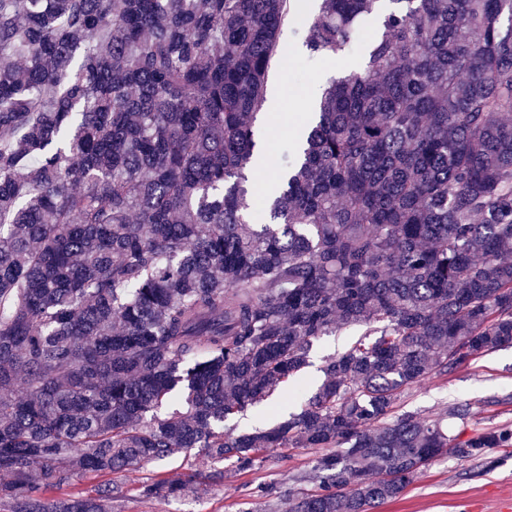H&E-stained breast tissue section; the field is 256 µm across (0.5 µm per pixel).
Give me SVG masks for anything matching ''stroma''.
Here are the masks:
<instances>
[{"label": "stroma", "mask_w": 512, "mask_h": 512, "mask_svg": "<svg viewBox=\"0 0 512 512\" xmlns=\"http://www.w3.org/2000/svg\"><path fill=\"white\" fill-rule=\"evenodd\" d=\"M280 41L285 52L274 62L268 86L288 88L289 113L310 111L309 91L356 68L351 55L339 60L308 56L292 28H283ZM257 128L259 142L273 145L272 166L252 172L250 177L253 193L262 196L274 187L273 167L287 161L293 135L288 121L270 126L261 118ZM360 333V328L354 327L316 340L310 351V365L298 377L300 393L294 397L285 393L274 396L272 403L260 411L248 413L240 423L241 429L272 425L295 410L320 386L325 359L342 352ZM399 409L418 411L440 421L461 441L492 425H512V345L482 354L451 374L426 381L404 398ZM322 454L319 448H272L265 453L262 469L246 474L228 471L223 480L216 481L211 459L194 449L160 462L132 464L108 478L78 473L62 491L94 496L105 482L117 483L123 496L115 512H257L264 503L281 510L300 493L316 490V482L308 475ZM156 478L197 485L201 491L185 492L162 503L141 497V485ZM510 499L512 447L493 448L480 458L453 452L437 457L398 499L377 506L373 512H463L465 503L471 500L480 501L483 512H500L501 505Z\"/></svg>", "instance_id": "stroma-1"}]
</instances>
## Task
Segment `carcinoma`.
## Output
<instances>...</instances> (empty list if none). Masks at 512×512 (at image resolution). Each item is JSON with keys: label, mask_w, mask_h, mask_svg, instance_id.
<instances>
[{"label": "carcinoma", "mask_w": 512, "mask_h": 512, "mask_svg": "<svg viewBox=\"0 0 512 512\" xmlns=\"http://www.w3.org/2000/svg\"><path fill=\"white\" fill-rule=\"evenodd\" d=\"M320 0L305 47L358 69L322 90L256 223L246 169L297 0H0V502L194 448L252 471L329 448L286 512H370L454 449L396 413L512 345V0ZM325 360L300 411L224 430ZM182 396L164 417L157 409ZM164 478L140 496L165 501ZM362 333V329L354 327L342 331L341 333L330 334L329 336H321L314 341L310 351L311 365L304 369L297 377V381L301 383V391L296 397L288 396V392L274 395L273 404H265L258 412H249L247 417L240 422L236 432L251 429L256 425L270 426L294 411L301 403L311 397L318 389L323 380L321 367L327 357L342 352L354 338ZM288 410H283L280 406Z\"/></svg>", "instance_id": "obj_1"}]
</instances>
